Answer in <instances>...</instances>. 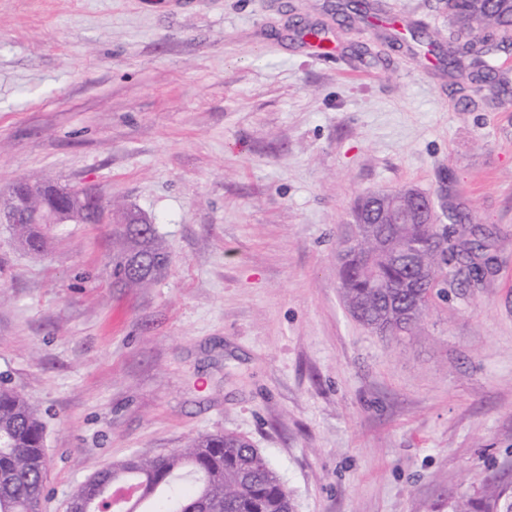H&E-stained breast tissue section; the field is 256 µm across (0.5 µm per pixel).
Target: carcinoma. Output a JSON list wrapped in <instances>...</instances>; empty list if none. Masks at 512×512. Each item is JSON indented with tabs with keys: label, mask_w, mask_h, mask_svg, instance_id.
Masks as SVG:
<instances>
[{
	"label": "carcinoma",
	"mask_w": 512,
	"mask_h": 512,
	"mask_svg": "<svg viewBox=\"0 0 512 512\" xmlns=\"http://www.w3.org/2000/svg\"><path fill=\"white\" fill-rule=\"evenodd\" d=\"M456 27L454 55L448 67L465 73L469 59L471 79L505 84L492 63L496 41L512 30V0H446ZM383 12L371 0H352L350 13L340 24L364 20ZM69 189L40 180L15 184L10 199L23 209L55 210V201ZM22 245L33 253L47 243L40 224H13ZM452 230L446 224H398L391 249L374 251L370 240H358L356 251L339 268L340 289L348 309L363 325L392 336L419 329L429 310L433 291L440 286H462L484 277L490 258L482 239L463 244L456 262L448 261L445 242ZM140 249L145 273L128 264V254ZM426 262L437 282L402 288L409 265ZM169 263V254L154 234L143 241L120 230L113 234V283L120 288L149 287ZM46 427L35 404L0 376V512H34L45 495L48 459ZM496 487L474 512H512L511 502H500ZM91 512H290L288 493L268 457L235 434L205 435L185 447L158 457H137L100 473L88 495Z\"/></svg>",
	"instance_id": "obj_1"
}]
</instances>
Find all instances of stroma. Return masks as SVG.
<instances>
[{"label": "stroma", "instance_id": "obj_1", "mask_svg": "<svg viewBox=\"0 0 512 512\" xmlns=\"http://www.w3.org/2000/svg\"><path fill=\"white\" fill-rule=\"evenodd\" d=\"M348 2L0 0V199L90 187L171 254L117 288L111 225H47L39 254L0 225V373L46 424L42 512L217 433L267 455L291 512H454L491 482L512 500V88L338 25ZM381 3L449 34L444 0ZM405 188L490 230L492 262L384 338L336 254L362 196Z\"/></svg>", "mask_w": 512, "mask_h": 512}]
</instances>
